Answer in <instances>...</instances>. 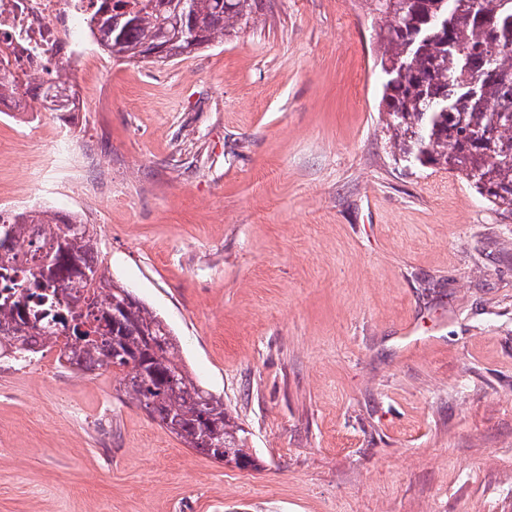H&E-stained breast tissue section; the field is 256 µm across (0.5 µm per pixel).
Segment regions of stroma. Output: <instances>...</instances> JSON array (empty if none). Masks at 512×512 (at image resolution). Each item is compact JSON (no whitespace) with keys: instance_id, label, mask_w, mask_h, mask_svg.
<instances>
[{"instance_id":"obj_1","label":"stroma","mask_w":512,"mask_h":512,"mask_svg":"<svg viewBox=\"0 0 512 512\" xmlns=\"http://www.w3.org/2000/svg\"><path fill=\"white\" fill-rule=\"evenodd\" d=\"M260 7L190 56L76 70V111L0 118V210L92 225L257 468L50 346L0 366V512H512V215L398 160L366 0ZM62 137L92 165L57 172Z\"/></svg>"}]
</instances>
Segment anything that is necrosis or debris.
I'll return each mask as SVG.
<instances>
[{"label": "necrosis or debris", "instance_id": "1", "mask_svg": "<svg viewBox=\"0 0 512 512\" xmlns=\"http://www.w3.org/2000/svg\"><path fill=\"white\" fill-rule=\"evenodd\" d=\"M98 0H0V51L9 64L0 78L20 77L49 86L50 100L0 96V112H44L60 103L81 105L77 80L63 76V63L88 64L92 48L88 19Z\"/></svg>", "mask_w": 512, "mask_h": 512}]
</instances>
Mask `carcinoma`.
Wrapping results in <instances>:
<instances>
[{
  "label": "carcinoma",
  "mask_w": 512,
  "mask_h": 512,
  "mask_svg": "<svg viewBox=\"0 0 512 512\" xmlns=\"http://www.w3.org/2000/svg\"><path fill=\"white\" fill-rule=\"evenodd\" d=\"M369 0L389 18L379 64L399 160L442 165L512 214V0ZM258 0H100V50L128 62L166 45L161 61L258 22ZM81 226L71 236L69 227ZM0 345L27 361L47 346L85 370L114 366L139 408L193 448L238 468L258 463L224 402L196 385L157 313L102 268L92 229L43 209L0 214ZM52 254L55 264L44 265ZM23 275H17L18 268Z\"/></svg>",
  "instance_id": "carcinoma-1"
}]
</instances>
